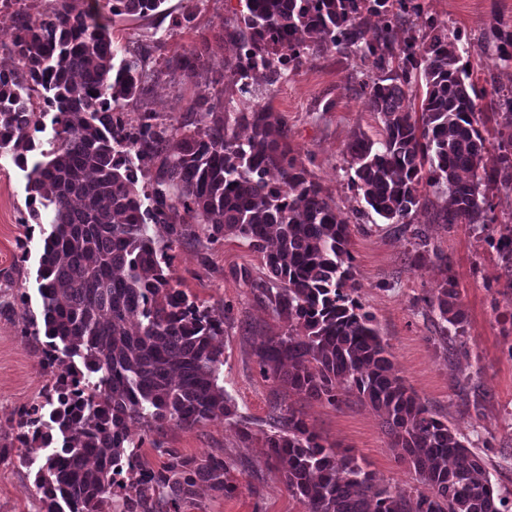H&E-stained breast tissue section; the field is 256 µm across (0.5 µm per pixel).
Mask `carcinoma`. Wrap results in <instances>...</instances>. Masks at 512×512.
Returning <instances> with one entry per match:
<instances>
[{
    "instance_id": "obj_1",
    "label": "carcinoma",
    "mask_w": 512,
    "mask_h": 512,
    "mask_svg": "<svg viewBox=\"0 0 512 512\" xmlns=\"http://www.w3.org/2000/svg\"><path fill=\"white\" fill-rule=\"evenodd\" d=\"M164 2L108 0L106 15L99 0H52L42 12L16 14L14 62L0 69V158L28 170L32 218L46 213L41 311L23 309L20 333L52 379L19 412L0 462L37 465L44 512H181L200 485L233 493L231 463L158 445L163 461L155 469L131 432L134 424L191 429L222 417L250 437L220 384L224 320L179 288L168 255L185 240L233 235L264 255L270 276L259 288L288 321V331L268 337L257 353L263 372L330 405L350 395L370 405L391 448L428 489L412 498L379 484L361 459L321 443L283 400L264 448L304 512H512L472 440L461 439L395 372L358 299L350 224L290 156L287 125L245 98L235 113L220 99L193 104L175 125L149 110L121 118L144 90V70L136 56L115 63L111 24L148 17ZM245 7L234 64L242 96L252 93L251 71L279 77L310 49L338 48L385 74L366 91L382 120L379 138L359 134L346 147L350 181L409 236L413 265L431 254L448 269V255L429 252L425 231L408 218L431 188L447 196L444 223L490 230L489 192L512 190V92L479 104L458 36L431 20L426 42L399 39L402 19L423 14V0H245ZM370 15L383 16V25H369ZM487 41L498 60L512 63L511 29L496 20ZM418 85L419 111L412 112L404 102ZM34 98L40 106L22 109ZM50 112L53 143L44 149L34 134ZM231 125L249 134L242 139L228 132ZM37 149L43 160L30 167L28 154ZM147 155L159 166L139 190L136 161ZM159 226L165 235L155 232ZM486 241L512 281V226ZM422 301L449 324L445 331L465 336L453 277ZM37 450L45 451L39 461Z\"/></svg>"
}]
</instances>
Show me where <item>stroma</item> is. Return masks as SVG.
<instances>
[{
  "label": "stroma",
  "mask_w": 512,
  "mask_h": 512,
  "mask_svg": "<svg viewBox=\"0 0 512 512\" xmlns=\"http://www.w3.org/2000/svg\"><path fill=\"white\" fill-rule=\"evenodd\" d=\"M243 8V0H165L161 13L116 20L112 40L119 57L151 50L145 69L153 77L146 95L129 102V115L151 109L174 120L198 98L220 94L238 100L229 33ZM424 9L439 25L461 33L478 89L488 96L512 90V64L504 65L483 40L492 19L512 26V0H426ZM183 52L194 54V71L164 69L166 58ZM379 77V71L346 52L310 51L280 79L254 73L252 103L286 123L297 165L321 183L347 219L359 299L373 314L399 375L458 432L468 436L481 429L487 440L481 454L492 484L496 492L512 494V288L506 287L497 254L482 235L468 225L437 219L445 199L432 198L409 222L425 228L431 248L447 254L450 268L441 270L432 260L415 268L406 259L408 237L368 211L352 186L346 146L356 134L374 137L380 131L364 93ZM26 184L25 171L0 161V295L26 294L29 309L36 311L43 235L33 228ZM23 239L28 242L24 249L19 246ZM169 256L171 275L181 289L224 318L220 383L252 430L251 440L244 442L235 426L218 419L191 429L169 424L144 433L141 452L155 465L160 446L187 456L245 463L235 493L225 496L199 487L184 512H303L288 493L278 463L263 448L273 407L282 400L303 412L323 442L363 459L380 483L414 494L419 484L413 472L397 458L381 417L369 405L352 397L335 408L262 373L258 347L286 332L288 323L259 290L268 279L261 254L227 237L214 244L189 240L174 246ZM447 274L456 281L467 320L464 350L456 356L449 355L424 304ZM20 328L19 314L0 313V437L12 433L19 411L38 397L48 379L40 354L24 342ZM476 398L481 401L477 410L472 407ZM0 512H42L33 470L0 463Z\"/></svg>",
  "instance_id": "obj_1"
}]
</instances>
